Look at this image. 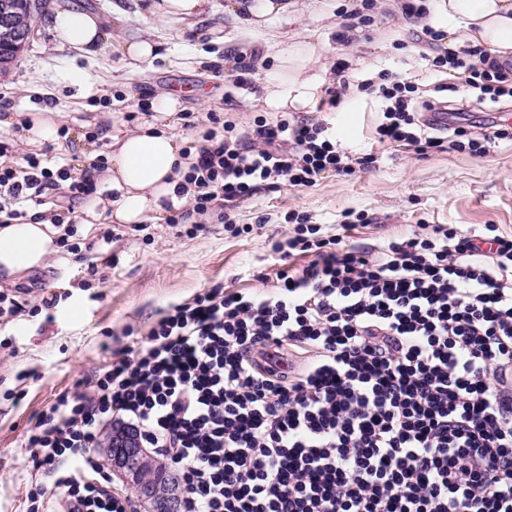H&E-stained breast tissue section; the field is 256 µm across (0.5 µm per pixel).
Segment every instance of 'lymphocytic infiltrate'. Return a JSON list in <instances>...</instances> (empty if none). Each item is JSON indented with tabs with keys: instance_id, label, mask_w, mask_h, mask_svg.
I'll return each mask as SVG.
<instances>
[{
	"instance_id": "obj_1",
	"label": "lymphocytic infiltrate",
	"mask_w": 512,
	"mask_h": 512,
	"mask_svg": "<svg viewBox=\"0 0 512 512\" xmlns=\"http://www.w3.org/2000/svg\"><path fill=\"white\" fill-rule=\"evenodd\" d=\"M416 63L459 70L479 101L512 97V61L469 43L448 45L426 0H405ZM410 63L351 85L344 64L326 87L340 105L350 87L384 101L377 141L420 155L443 146L489 153L505 130L481 124L431 135L415 120ZM205 144L171 218L195 235L207 221L233 224L229 203L260 187H311L322 174L353 175L354 157L314 118L255 119L235 134L207 113ZM105 156L83 169L51 168L0 140V223L62 226L61 247L80 254L73 215L97 191ZM276 251L311 255L280 270L272 292L214 287L162 312L133 356L113 360L83 391L61 395L27 433L47 484L29 498L39 512H127L93 448L104 422L137 433L177 471L182 512H512V237L497 225L466 236L452 225L391 242L377 255L298 224ZM288 348L298 367L263 366Z\"/></svg>"
}]
</instances>
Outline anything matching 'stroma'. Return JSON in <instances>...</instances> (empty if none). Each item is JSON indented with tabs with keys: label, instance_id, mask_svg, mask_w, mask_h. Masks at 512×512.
<instances>
[{
	"label": "stroma",
	"instance_id": "obj_1",
	"mask_svg": "<svg viewBox=\"0 0 512 512\" xmlns=\"http://www.w3.org/2000/svg\"><path fill=\"white\" fill-rule=\"evenodd\" d=\"M153 0H48L46 12L33 27L24 49L0 76V92L10 97L15 112H58L85 154L90 116L112 115L117 128L131 127L161 90L180 93L192 127L185 139L201 137L209 112L231 114L236 127L255 118L276 120L258 103L266 80L277 70L288 46L291 25L274 20L254 29L229 7L231 0H211L207 14L178 24L160 22L149 10ZM302 27L316 30L332 60L359 54L384 68L401 54L389 29L409 31L404 14L377 7L373 26L359 30L348 46L337 44L338 12L349 0H302ZM74 7L93 13L104 35L157 42L162 58L131 69L117 51L89 54L58 43L51 19ZM223 40H216L215 31ZM202 58L223 61L220 71L199 66ZM419 86L454 85L473 113L505 114L512 131V98L479 103L470 94L462 72L435 75L414 68ZM329 133L353 155L375 153L369 170L352 176L324 174L315 186L284 184L259 190L233 207L237 225L252 231L232 236L223 225L208 224L188 236L168 222L146 221L141 232L129 225L82 224L78 234L88 249L74 255L58 250L48 266L33 270L13 285L25 304L23 316L0 325V512H29L28 493L41 475L25 446L34 419L78 381L103 373L134 337L147 336L161 310L192 301L204 291L268 292L278 285L284 267L302 269L307 256H283L273 245L284 235L288 214L309 216L324 237L341 236L343 247L370 253L420 231L422 225L453 224L465 234L483 225H498L512 237V138L500 140L485 156L430 150L419 155L403 144L379 146L376 129L383 120L379 101L359 95L338 107L323 106L320 114ZM363 223L342 231L348 214ZM112 242L100 245L104 232ZM104 282H91V270ZM59 301L43 308V291Z\"/></svg>",
	"mask_w": 512,
	"mask_h": 512
}]
</instances>
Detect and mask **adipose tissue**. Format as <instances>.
I'll use <instances>...</instances> for the list:
<instances>
[{"label": "adipose tissue", "instance_id": "1", "mask_svg": "<svg viewBox=\"0 0 512 512\" xmlns=\"http://www.w3.org/2000/svg\"><path fill=\"white\" fill-rule=\"evenodd\" d=\"M233 8L257 28L271 18L291 23L300 17L296 0H235ZM437 8L452 23L449 37L484 47L501 59L512 55V0H439ZM52 26L61 43L91 53L100 48L103 35L92 13L77 8L62 12ZM324 48V41L311 30L280 56L279 79L267 89L263 111H313L330 75ZM151 110L149 119L113 135L106 181L115 196L89 197L83 210L85 223L104 217L113 224L160 221L166 203H178L176 188L183 172L177 164L186 147L178 130L180 102L163 92L152 101ZM59 234L47 221L0 225V277L13 283L27 271L45 266L57 249Z\"/></svg>", "mask_w": 512, "mask_h": 512}]
</instances>
